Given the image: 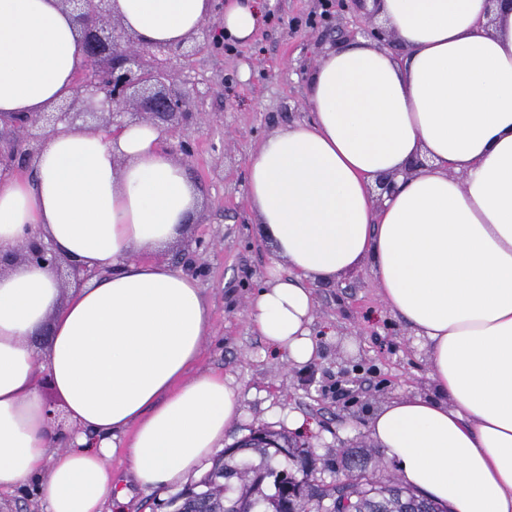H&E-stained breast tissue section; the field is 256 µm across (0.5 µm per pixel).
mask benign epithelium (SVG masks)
<instances>
[{"instance_id": "1", "label": "benign epithelium", "mask_w": 512, "mask_h": 512, "mask_svg": "<svg viewBox=\"0 0 512 512\" xmlns=\"http://www.w3.org/2000/svg\"><path fill=\"white\" fill-rule=\"evenodd\" d=\"M113 0H61L80 25L85 63L75 75L73 96L55 112L3 118L10 126L0 136V173L16 162L36 154L43 141L63 124L74 128L115 135L125 126L129 114L157 127L168 139H178L172 150L188 157L190 143L181 129L192 120L203 119L194 111V90L176 87L177 63L189 61L204 50L220 49V30L209 22L177 45L161 44L143 48L122 26L112 10ZM80 111H74L76 105ZM49 264L58 270L65 284H79L95 271L79 268L60 259L49 245L29 239L9 254L0 255V273L20 263Z\"/></svg>"}]
</instances>
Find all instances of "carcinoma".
<instances>
[{"mask_svg":"<svg viewBox=\"0 0 512 512\" xmlns=\"http://www.w3.org/2000/svg\"><path fill=\"white\" fill-rule=\"evenodd\" d=\"M285 435L264 432L226 448L215 467L196 486V492L215 512H448V507L411 490L393 475L370 466L376 448H341L345 481H324L326 463L307 450L280 446ZM293 465L302 473L288 472Z\"/></svg>","mask_w":512,"mask_h":512,"instance_id":"cac0c4a2","label":"carcinoma"}]
</instances>
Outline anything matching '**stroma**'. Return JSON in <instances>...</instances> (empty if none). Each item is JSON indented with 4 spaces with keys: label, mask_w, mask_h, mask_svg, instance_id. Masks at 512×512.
<instances>
[{
    "label": "stroma",
    "mask_w": 512,
    "mask_h": 512,
    "mask_svg": "<svg viewBox=\"0 0 512 512\" xmlns=\"http://www.w3.org/2000/svg\"><path fill=\"white\" fill-rule=\"evenodd\" d=\"M260 2L264 13L251 44L202 52L180 73L198 89L204 114L201 125L185 128L193 146L186 167L201 192L202 217L155 258L173 266L189 240L212 243L198 259L211 322L197 368L224 373L241 389L225 446L264 428L332 463L337 448L367 440L376 406L430 391L431 382L421 342L386 309L364 267L316 285L312 333L320 352L308 365L284 360L249 322V300L274 254L245 202L247 159L266 135L306 118L309 73L331 47L326 30H355L362 17L353 0H334L323 21L321 0ZM294 417L305 429L292 427Z\"/></svg>",
    "instance_id": "35a3bbf8"
}]
</instances>
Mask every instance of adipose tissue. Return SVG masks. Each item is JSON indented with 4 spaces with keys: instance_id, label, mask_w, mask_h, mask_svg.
I'll use <instances>...</instances> for the list:
<instances>
[{
    "instance_id": "1",
    "label": "adipose tissue",
    "mask_w": 512,
    "mask_h": 512,
    "mask_svg": "<svg viewBox=\"0 0 512 512\" xmlns=\"http://www.w3.org/2000/svg\"><path fill=\"white\" fill-rule=\"evenodd\" d=\"M140 44H175L210 0H114ZM393 37L358 39L313 71L306 119L263 139L246 201L275 262L250 299L265 342L318 355L314 285L370 265L381 301L424 341L431 393L372 414L367 432L402 482L451 512H512V4L378 0ZM257 0H227L246 44ZM84 61L59 0H0V115L51 111ZM428 165L412 175L415 156ZM397 189L376 203L378 176ZM200 212V192L160 130L60 128L24 173L0 177V252L30 236L99 270L63 292L55 269L0 274V493L35 483L44 512H120L133 490L182 484L224 447L241 393L196 372L210 311L196 281L154 261ZM289 275H281V264ZM50 326L38 360L29 336ZM67 420L61 447L39 383ZM123 450L132 481L109 458Z\"/></svg>"
}]
</instances>
